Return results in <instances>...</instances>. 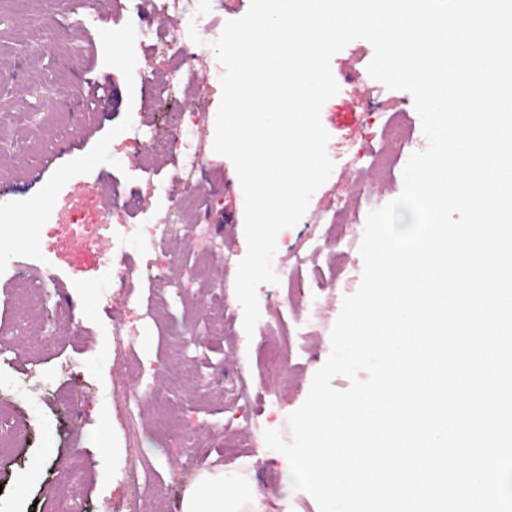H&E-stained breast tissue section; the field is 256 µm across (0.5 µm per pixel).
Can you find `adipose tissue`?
<instances>
[{
	"label": "adipose tissue",
	"instance_id": "adipose-tissue-1",
	"mask_svg": "<svg viewBox=\"0 0 512 512\" xmlns=\"http://www.w3.org/2000/svg\"><path fill=\"white\" fill-rule=\"evenodd\" d=\"M180 512H263V502L249 484L230 482L223 472L205 469L183 495Z\"/></svg>",
	"mask_w": 512,
	"mask_h": 512
}]
</instances>
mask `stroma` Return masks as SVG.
<instances>
[{"mask_svg":"<svg viewBox=\"0 0 512 512\" xmlns=\"http://www.w3.org/2000/svg\"><path fill=\"white\" fill-rule=\"evenodd\" d=\"M142 8L141 0H108L102 9L90 0H0V70L12 77L8 95L0 94V200L21 225L0 257V351L32 393L20 399L0 386V409L16 431L10 453L0 456V512H162L178 505L205 467L254 484L270 512H319L307 492L281 497L287 458L267 447L264 434L291 439L289 416L331 355L343 300L361 282L368 212L351 214L341 238L329 227L327 201L362 196L380 208L401 194L403 164L376 185L366 174L383 139L382 112L371 102L396 100L407 110L416 126L413 146L403 150L408 156L428 146L413 97L370 76L374 48L367 40L333 55L339 91L321 111L333 170L300 222L278 234L272 265L279 282L258 286L260 318L249 335L235 293L247 252L244 195L232 161L213 149L221 84L198 70L203 99L196 102L189 87L170 94L143 81L141 71L166 74L170 60L138 44ZM48 14L61 33L51 57L20 53ZM100 77L112 89L106 104L85 95ZM162 106L172 119L154 135L167 147L145 176L134 170L143 144L129 127ZM198 112L205 115L203 176L190 196L172 173L181 132ZM34 170L41 180H32ZM157 179L168 180V195L153 192ZM147 220L178 226L154 248L172 287L129 278L139 249L128 262L107 263L108 240L82 236L87 223ZM199 221L212 228L215 254L196 248ZM295 253L305 256L297 268ZM185 279L192 282L186 292L177 287ZM108 282L105 304L100 293ZM316 304L325 315L315 333L290 337L279 373L270 372L269 332L295 326ZM212 313L222 317L224 332L208 337L203 328ZM77 332L83 342L75 346L69 338ZM138 358L154 368L149 397L127 368ZM187 371L208 374L209 385L173 386Z\"/></svg>","mask_w":512,"mask_h":512,"instance_id":"obj_1","label":"stroma"}]
</instances>
